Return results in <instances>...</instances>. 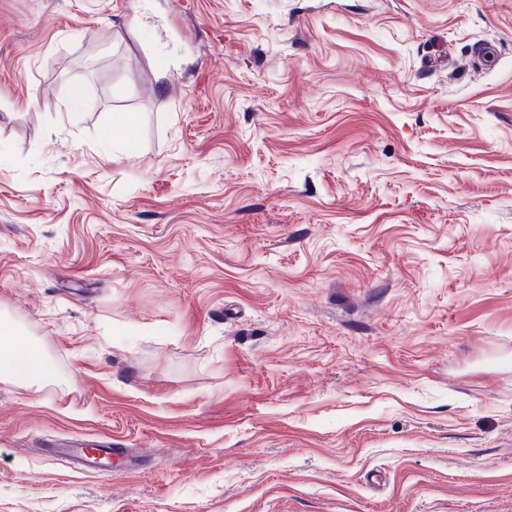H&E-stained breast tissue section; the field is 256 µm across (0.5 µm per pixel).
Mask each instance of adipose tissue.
<instances>
[{"label":"adipose tissue","instance_id":"ef3b65f1","mask_svg":"<svg viewBox=\"0 0 512 512\" xmlns=\"http://www.w3.org/2000/svg\"><path fill=\"white\" fill-rule=\"evenodd\" d=\"M41 382L51 375V366L41 349L9 324H0V376Z\"/></svg>","mask_w":512,"mask_h":512}]
</instances>
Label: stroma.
<instances>
[{"mask_svg":"<svg viewBox=\"0 0 512 512\" xmlns=\"http://www.w3.org/2000/svg\"><path fill=\"white\" fill-rule=\"evenodd\" d=\"M1 320L0 512H512V0H0ZM41 382L51 375V366L41 349L9 324H0V376Z\"/></svg>","mask_w":512,"mask_h":512,"instance_id":"stroma-1","label":"stroma"}]
</instances>
